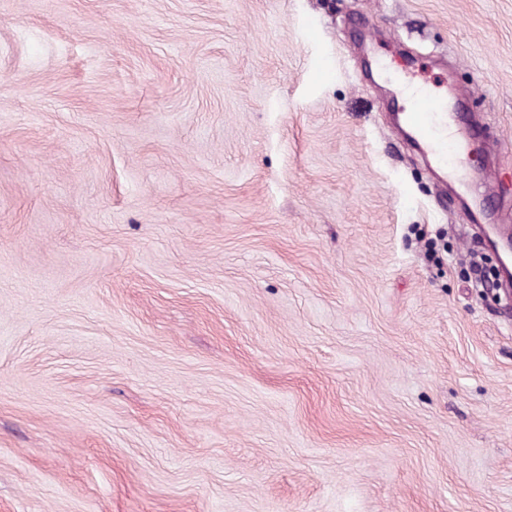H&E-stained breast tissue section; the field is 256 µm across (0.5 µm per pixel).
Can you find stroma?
Returning a JSON list of instances; mask_svg holds the SVG:
<instances>
[{
    "label": "stroma",
    "mask_w": 512,
    "mask_h": 512,
    "mask_svg": "<svg viewBox=\"0 0 512 512\" xmlns=\"http://www.w3.org/2000/svg\"><path fill=\"white\" fill-rule=\"evenodd\" d=\"M410 57L512 218V0H0V512H512Z\"/></svg>",
    "instance_id": "obj_1"
}]
</instances>
